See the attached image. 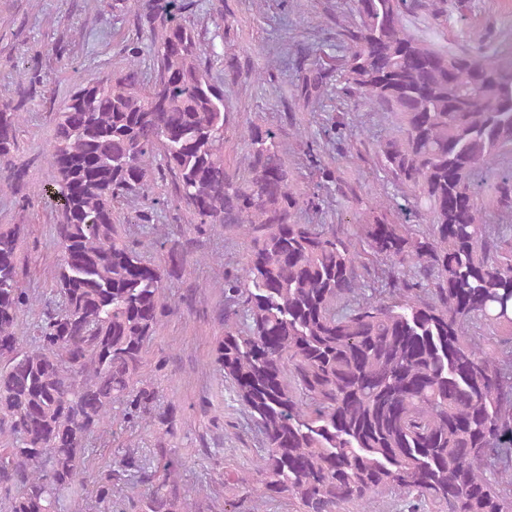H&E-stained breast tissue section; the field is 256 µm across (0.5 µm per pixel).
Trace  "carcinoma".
Masks as SVG:
<instances>
[{
	"label": "carcinoma",
	"mask_w": 512,
	"mask_h": 512,
	"mask_svg": "<svg viewBox=\"0 0 512 512\" xmlns=\"http://www.w3.org/2000/svg\"><path fill=\"white\" fill-rule=\"evenodd\" d=\"M411 2L352 0L336 24L343 54L312 62L295 95L334 73L347 98L395 117L376 156L417 229L342 183L356 223L302 220L316 204L291 191L280 130L234 125L190 25L194 0H112L151 46L127 42L125 69L86 78L50 113L52 295L22 285L27 225L0 224V512L78 502L88 446L116 413L158 436L149 455L126 452L94 477L96 512H203L171 445L179 419L156 385L165 361L147 359L183 313L166 288L190 254L158 238L152 261L120 229L147 221L120 204L149 200L157 178L166 204L193 216L182 235L222 228L244 243L210 354L261 444L236 480L243 496L374 512L394 492L411 512H512V238L481 223L491 201L474 180L488 177L497 205L512 201V169L498 168L512 156V41L440 46L406 28ZM35 68L0 101V185L27 205L15 153ZM37 306L24 341L17 327ZM131 486L145 491L129 497Z\"/></svg>",
	"instance_id": "obj_1"
}]
</instances>
